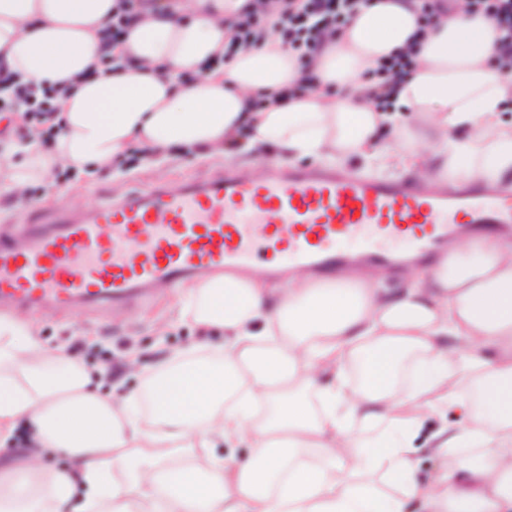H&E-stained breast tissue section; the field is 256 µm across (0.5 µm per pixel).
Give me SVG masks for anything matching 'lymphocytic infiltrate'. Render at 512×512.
I'll return each mask as SVG.
<instances>
[{
	"mask_svg": "<svg viewBox=\"0 0 512 512\" xmlns=\"http://www.w3.org/2000/svg\"><path fill=\"white\" fill-rule=\"evenodd\" d=\"M360 0H249L241 13L227 25L224 53L217 59L226 64L239 49H262L268 36H275L297 56L302 70L299 81L291 88L275 94L255 93L248 101L250 111L257 112L283 99L305 97L315 86L313 66L327 41L342 33L349 24ZM172 0H120L117 11L105 27L100 46L101 73L132 65L123 47L130 29L147 12L169 9ZM472 11L493 17L500 37L493 63L512 74V0H472ZM419 43H412L398 54L379 61L369 72L370 87L365 96L376 108L393 105L397 87L409 78L416 66ZM57 87L41 86L17 79L13 73L0 70V112L21 113L25 122L40 127L44 143H51L58 129L54 122L57 111Z\"/></svg>",
	"mask_w": 512,
	"mask_h": 512,
	"instance_id": "obj_1",
	"label": "lymphocytic infiltrate"
}]
</instances>
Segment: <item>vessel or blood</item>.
Wrapping results in <instances>:
<instances>
[{"label":"vessel or blood","mask_w":512,"mask_h":512,"mask_svg":"<svg viewBox=\"0 0 512 512\" xmlns=\"http://www.w3.org/2000/svg\"><path fill=\"white\" fill-rule=\"evenodd\" d=\"M512 224V191L424 184L342 167L276 162L256 179L227 168L82 212L37 208L25 243L0 237V306L106 308L154 300L204 271H252L265 261L320 274L399 268V244L429 267L462 228L494 233ZM353 239L354 253L330 242Z\"/></svg>","instance_id":"vessel-or-blood-1"}]
</instances>
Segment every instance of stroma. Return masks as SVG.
Here are the masks:
<instances>
[{"mask_svg":"<svg viewBox=\"0 0 512 512\" xmlns=\"http://www.w3.org/2000/svg\"><path fill=\"white\" fill-rule=\"evenodd\" d=\"M227 164L241 170L246 167L244 158L235 153L208 158L177 153L159 166L139 156L121 166L73 174L59 185L35 184L28 191L27 201L0 199V236L19 237L23 219L36 204L70 207L103 203L157 183L178 185L201 178ZM181 294L176 288L158 303L112 310L49 309L45 314L31 315L30 320L47 348L73 350L89 369H109L113 385L127 392L141 388L144 376L150 375L169 350L187 348L199 341L196 330L178 319ZM131 352L138 356L139 373L135 376L125 368Z\"/></svg>","mask_w":512,"mask_h":512,"instance_id":"35a3bbf8","label":"stroma"}]
</instances>
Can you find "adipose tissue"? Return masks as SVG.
Masks as SVG:
<instances>
[{
  "instance_id": "obj_1",
  "label": "adipose tissue",
  "mask_w": 512,
  "mask_h": 512,
  "mask_svg": "<svg viewBox=\"0 0 512 512\" xmlns=\"http://www.w3.org/2000/svg\"><path fill=\"white\" fill-rule=\"evenodd\" d=\"M120 0H0V66L64 88L62 131L0 141V197L56 171L103 166L139 143L215 156L361 157L430 183L512 185V78L490 59L495 22L457 5L428 30L393 112L362 99L367 71L416 31L411 0H368L319 55L317 89L248 111L301 73L269 39L207 71L247 0H176L131 28L141 68L87 77ZM195 82H181L184 73ZM172 350L140 391L101 392L83 363L0 314V512H512V233L470 238L406 288L299 270L286 288L203 274ZM436 467L420 477L426 422ZM24 447L6 451L18 428ZM245 458H238L241 442ZM64 455L55 469L43 460Z\"/></svg>"
}]
</instances>
